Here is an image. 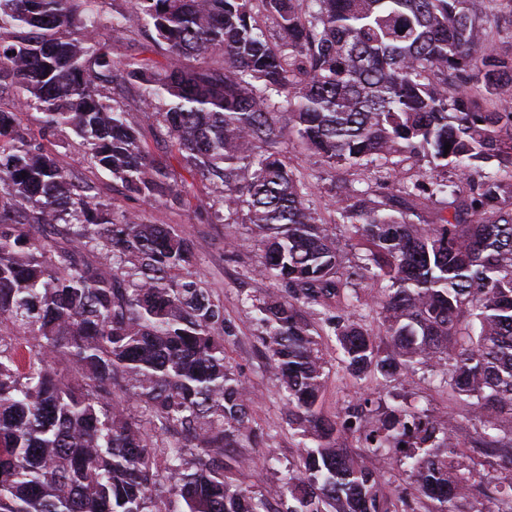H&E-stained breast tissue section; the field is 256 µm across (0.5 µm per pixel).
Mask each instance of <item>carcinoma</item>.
Instances as JSON below:
<instances>
[{
	"label": "carcinoma",
	"instance_id": "carcinoma-1",
	"mask_svg": "<svg viewBox=\"0 0 512 512\" xmlns=\"http://www.w3.org/2000/svg\"><path fill=\"white\" fill-rule=\"evenodd\" d=\"M129 2L116 16L111 0H0V512H278L224 463L252 434V407L190 240L100 201L105 172L130 200L189 203L115 83L215 188L197 220L241 207L260 267L287 289L254 307L302 438L288 512H391L348 434L402 453L425 512H458L481 476L458 455L466 425L403 407L369 429L321 413L327 361L301 306L345 296L350 272L287 136L329 166L379 169L333 209L387 282L378 330L327 319L345 368L441 375L471 401L512 498V112L472 92L512 98V63L484 53L479 0ZM118 28L147 37L141 56L114 54L105 33ZM160 49L165 67L148 56ZM67 131L83 173L58 157ZM395 157L430 166L400 195ZM445 193L450 215L422 220L417 201Z\"/></svg>",
	"mask_w": 512,
	"mask_h": 512
}]
</instances>
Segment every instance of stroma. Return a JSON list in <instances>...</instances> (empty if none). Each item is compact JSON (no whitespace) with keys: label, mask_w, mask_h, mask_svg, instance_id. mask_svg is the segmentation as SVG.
Returning <instances> with one entry per match:
<instances>
[{"label":"stroma","mask_w":512,"mask_h":512,"mask_svg":"<svg viewBox=\"0 0 512 512\" xmlns=\"http://www.w3.org/2000/svg\"><path fill=\"white\" fill-rule=\"evenodd\" d=\"M292 167L302 172L311 185L313 199L322 208L327 229L343 246V260L351 273V286L361 298L360 306L347 302L330 303L319 313L310 315L315 329H322L330 316L351 318L370 328L378 321L372 303L381 294V285L363 269L365 252L352 237L348 226L331 223L330 206L337 197L364 189L372 177L363 169H332L319 161L297 141H284ZM104 187L101 200L120 211L138 207L153 224H170L191 240L198 268L209 288L224 303V316L231 326V336L224 339V352L233 371L249 384L254 431L226 449L224 460L239 483L250 487L258 497L277 503V491L296 459L301 438L288 424L287 405L279 383L270 369L264 343L265 330L257 321L253 305L258 300L283 295L282 283L259 269L260 251L252 225L240 223L236 214L225 212L220 224H202L191 206L161 203H133L120 185L108 174H100ZM322 350L328 363V378L322 398V411L329 418L346 419L349 412L359 411L362 397L379 398L381 407L405 404L413 410L468 423L471 406L468 400L450 396L446 389L423 372L404 374L392 380L369 375L354 377L346 370L335 340L323 338ZM345 444L352 454L361 456L375 467L379 483L399 512H424L417 504L415 485L395 455H376L364 448L358 437Z\"/></svg>","instance_id":"stroma-1"}]
</instances>
